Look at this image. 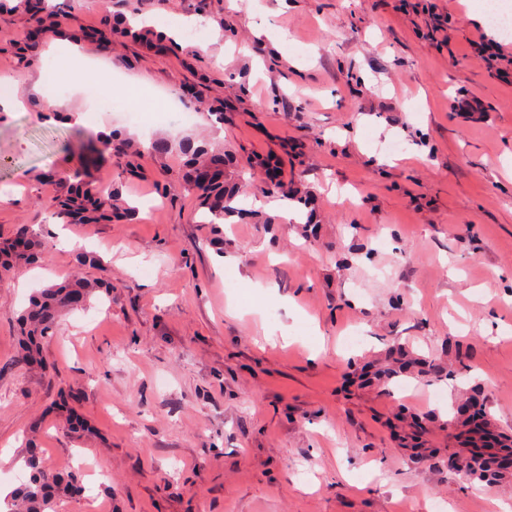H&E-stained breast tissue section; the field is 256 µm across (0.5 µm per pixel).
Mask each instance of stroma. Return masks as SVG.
<instances>
[{
  "label": "stroma",
  "instance_id": "stroma-1",
  "mask_svg": "<svg viewBox=\"0 0 512 512\" xmlns=\"http://www.w3.org/2000/svg\"><path fill=\"white\" fill-rule=\"evenodd\" d=\"M417 2L52 0L25 48L29 18L0 14L24 101L0 111V240L46 242L0 274V499L34 456L83 487L57 512H512V480L448 462L470 399L512 437V77L471 44L511 61L512 29L482 0ZM114 14L187 27L158 51L85 40ZM91 59L141 122L117 96L100 121L42 116L84 104L49 70ZM104 128L146 146L135 170L89 155ZM194 149L223 155L235 195L217 230L183 187ZM271 155L288 181L267 191ZM85 156L134 219L53 218ZM66 279L97 288L25 358L21 312Z\"/></svg>",
  "mask_w": 512,
  "mask_h": 512
}]
</instances>
